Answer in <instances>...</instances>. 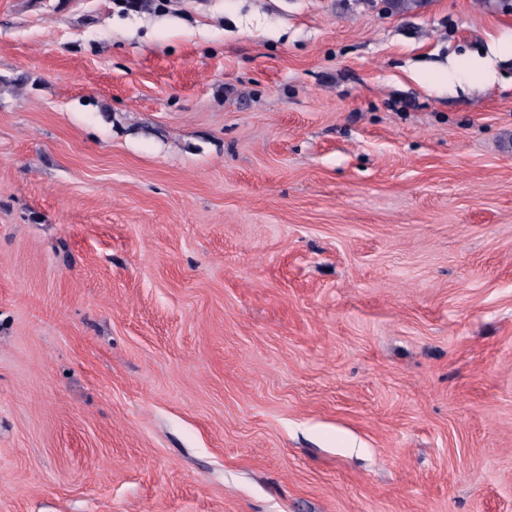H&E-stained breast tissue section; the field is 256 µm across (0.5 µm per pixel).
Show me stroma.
<instances>
[{
  "label": "stroma",
  "instance_id": "1",
  "mask_svg": "<svg viewBox=\"0 0 512 512\" xmlns=\"http://www.w3.org/2000/svg\"><path fill=\"white\" fill-rule=\"evenodd\" d=\"M0 512H512V0H0Z\"/></svg>",
  "mask_w": 512,
  "mask_h": 512
}]
</instances>
